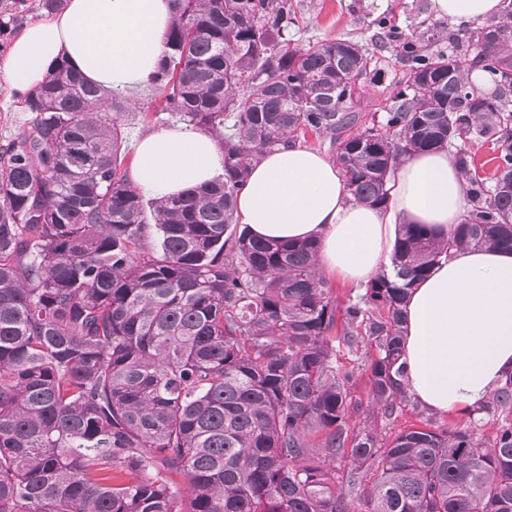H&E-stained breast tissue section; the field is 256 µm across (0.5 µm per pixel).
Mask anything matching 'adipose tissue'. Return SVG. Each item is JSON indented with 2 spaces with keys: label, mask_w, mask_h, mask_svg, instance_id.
Segmentation results:
<instances>
[{
  "label": "adipose tissue",
  "mask_w": 512,
  "mask_h": 512,
  "mask_svg": "<svg viewBox=\"0 0 512 512\" xmlns=\"http://www.w3.org/2000/svg\"><path fill=\"white\" fill-rule=\"evenodd\" d=\"M454 23L484 24L512 0H432ZM170 0H69L66 9L26 25L0 76L16 94L39 86L67 61L106 91L145 88L164 52ZM224 151L210 134L174 126L141 136L129 170L147 196H177L217 179ZM468 211L454 155L440 149L405 157L387 206L353 201L335 165L306 148L279 149L256 163L236 216L257 238L315 240L318 266L363 286L388 268L401 224L449 235ZM403 381L423 410L437 415L481 404L512 374V252L469 248L435 264L403 307Z\"/></svg>",
  "instance_id": "obj_1"
}]
</instances>
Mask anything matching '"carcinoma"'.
Segmentation results:
<instances>
[{"label":"carcinoma","mask_w":512,"mask_h":512,"mask_svg":"<svg viewBox=\"0 0 512 512\" xmlns=\"http://www.w3.org/2000/svg\"><path fill=\"white\" fill-rule=\"evenodd\" d=\"M170 2L149 88L219 141L222 177L146 198L124 165V97L64 61L0 145V512H349L364 480L361 512H512V422L488 443L442 426L351 439L334 365L336 344L365 330L372 409L392 417L409 397L408 290L455 250H512V12L492 41L483 25L448 32L450 54L437 23L410 38L377 19L375 37L405 58L378 119L350 81L381 80L372 56L351 40L290 46L295 0ZM63 4L0 0V33ZM465 61L492 92L465 79ZM308 131L331 135L353 199L370 206L386 203L405 156L455 144L471 206L447 237L401 225L393 271L347 306L340 336L317 244L259 239L235 220L253 165ZM486 143L489 176L471 151ZM492 400L512 405V374Z\"/></svg>","instance_id":"obj_1"}]
</instances>
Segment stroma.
<instances>
[{
	"label": "stroma",
	"mask_w": 512,
	"mask_h": 512,
	"mask_svg": "<svg viewBox=\"0 0 512 512\" xmlns=\"http://www.w3.org/2000/svg\"><path fill=\"white\" fill-rule=\"evenodd\" d=\"M303 19L292 28L290 36L295 43L305 44L324 39H346L363 44L382 71L381 80L361 77L360 93L365 101L383 102L396 75L401 74L403 62L395 47L382 48L372 38L371 21L379 16L389 17L400 31L416 32L419 22H436L431 0H300ZM374 343L364 341L350 348L336 349V366L349 374L347 429L357 434L363 429H374L381 435H392L403 428L429 429L437 425L456 429L466 427L483 441H492L512 412L492 409L465 411L438 416L419 408L414 401L405 402L397 410L396 418L385 420L370 406V363L376 355Z\"/></svg>",
	"instance_id": "obj_1"
}]
</instances>
